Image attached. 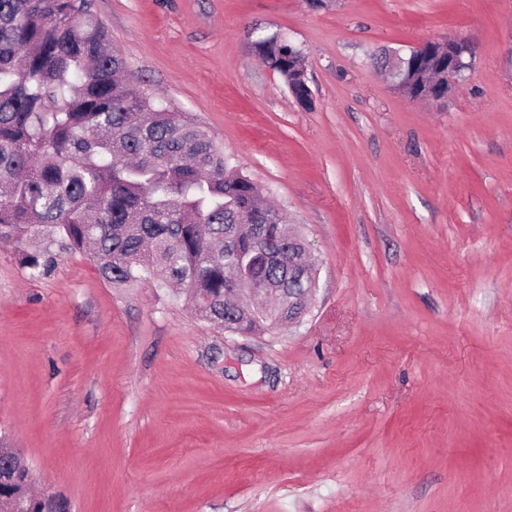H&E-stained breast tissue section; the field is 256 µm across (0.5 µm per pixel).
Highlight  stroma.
Masks as SVG:
<instances>
[{
	"label": "stroma",
	"mask_w": 512,
	"mask_h": 512,
	"mask_svg": "<svg viewBox=\"0 0 512 512\" xmlns=\"http://www.w3.org/2000/svg\"><path fill=\"white\" fill-rule=\"evenodd\" d=\"M295 225L300 325L229 335L0 241V437L72 512H512V0H90ZM289 34L310 107L257 56ZM457 36L415 100L373 58ZM435 47L439 51L447 52L448 66L438 73L437 78L425 84L424 87H419L412 95L413 98L425 99H442L465 79V72L469 69L470 63L466 61V56L471 57L472 49L467 42L462 39L449 37L445 42H426L414 48V53L421 54L427 50H434ZM414 53H409L402 56L406 60L405 68L404 62L400 57L391 67L394 76L399 75L403 69L407 73L408 82L418 83L420 76H418L417 59Z\"/></svg>",
	"instance_id": "1"
}]
</instances>
